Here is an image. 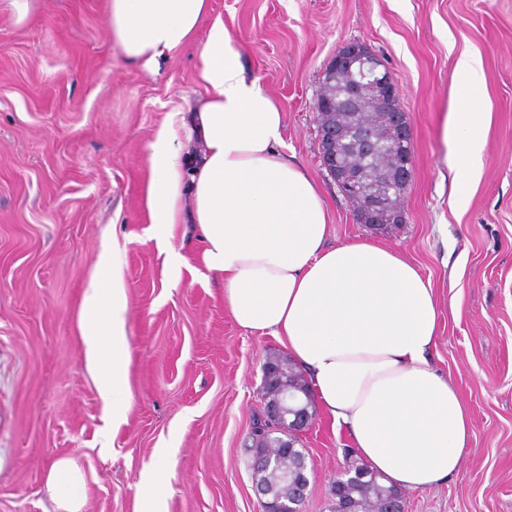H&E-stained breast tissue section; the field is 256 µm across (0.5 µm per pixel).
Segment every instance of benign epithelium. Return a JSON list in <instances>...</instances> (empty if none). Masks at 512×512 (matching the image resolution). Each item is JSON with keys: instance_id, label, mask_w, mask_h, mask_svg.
Segmentation results:
<instances>
[{"instance_id": "benign-epithelium-1", "label": "benign epithelium", "mask_w": 512, "mask_h": 512, "mask_svg": "<svg viewBox=\"0 0 512 512\" xmlns=\"http://www.w3.org/2000/svg\"><path fill=\"white\" fill-rule=\"evenodd\" d=\"M323 89L318 116L321 166L353 207L359 223L378 228L405 221L403 193L414 177L413 134L408 113L400 104L394 78L382 59L361 42H349L336 51L321 73ZM388 147L390 164L370 165L381 147ZM260 398L265 433L277 434L274 448H254L263 468L274 469L282 456L313 428L312 403H300L296 393L309 395L287 369L262 368ZM346 472H338L331 495L336 512H354L346 496ZM309 481L301 493L285 498L275 488L260 485L262 512H300Z\"/></svg>"}]
</instances>
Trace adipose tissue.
<instances>
[{
	"mask_svg": "<svg viewBox=\"0 0 512 512\" xmlns=\"http://www.w3.org/2000/svg\"><path fill=\"white\" fill-rule=\"evenodd\" d=\"M208 12L209 0H108V27L124 56L150 72L192 40ZM201 56L203 95L151 143L145 205L152 237L168 246L178 274L187 261L170 246L173 228L198 225L202 263L222 280L235 323L277 339L369 467L397 488L445 483L460 474L473 427L457 388L429 360L442 318L431 281L373 241L328 244L321 189L284 154V113L246 75L222 21L210 25ZM480 69L468 55L455 66L449 132L458 144L461 204L480 176L485 148ZM192 141L203 150L189 160L184 145ZM123 253L117 241L102 249L81 311L85 364L116 429L131 407ZM45 483L59 512H78L84 483L74 462L51 464Z\"/></svg>",
	"mask_w": 512,
	"mask_h": 512,
	"instance_id": "ef3b65f1",
	"label": "adipose tissue"
}]
</instances>
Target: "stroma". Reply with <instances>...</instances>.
I'll use <instances>...</instances> for the list:
<instances>
[{
	"label": "stroma",
	"mask_w": 512,
	"mask_h": 512,
	"mask_svg": "<svg viewBox=\"0 0 512 512\" xmlns=\"http://www.w3.org/2000/svg\"><path fill=\"white\" fill-rule=\"evenodd\" d=\"M106 0H34L16 22L0 0V512H58L55 461L82 470L80 512H140L144 474L166 451L165 512H260L246 447L261 365L278 341L240 328L201 262L197 225L173 244V277L148 237L150 144L199 82L206 28L155 72L114 44ZM247 75L281 105L287 154L320 184L330 241L375 240L430 278L444 312L430 353L472 413L461 473L404 491L406 512H512V0H210ZM391 70L413 128L405 223L374 230L319 161L321 72L346 43ZM464 54L482 60L486 145L466 206L454 203L455 145L443 139ZM125 246L130 361L126 425L111 431L84 362L80 312L102 246ZM301 512H332L330 487L355 448L318 415L302 438Z\"/></svg>",
	"instance_id": "1"
}]
</instances>
